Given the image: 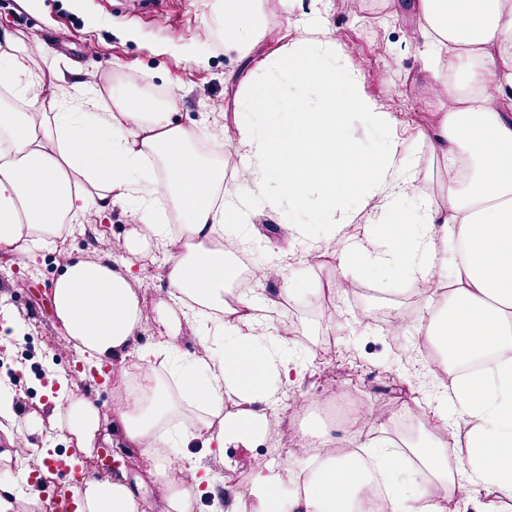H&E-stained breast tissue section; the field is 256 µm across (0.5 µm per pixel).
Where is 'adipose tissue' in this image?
I'll return each mask as SVG.
<instances>
[{"mask_svg":"<svg viewBox=\"0 0 512 512\" xmlns=\"http://www.w3.org/2000/svg\"><path fill=\"white\" fill-rule=\"evenodd\" d=\"M426 55L455 109L441 113L431 141L447 173L444 209L429 207L414 188V160L387 137L388 121L358 76L323 54L329 31L319 18L306 28L307 49H283L279 76L257 87L235 114L238 142L249 154L246 179L224 185V129H197L177 119L178 99L118 95L102 112H50L57 97L53 70H33L40 42L1 41L0 88L21 99V111L0 108V250L21 261L53 247L58 225L80 222L88 210L105 213L123 201L135 219L127 251L168 249L169 300L179 303L211 346L205 358L185 360L180 322L159 303L156 346L133 349L143 312L130 265L117 268L77 259L53 283L57 316L87 363L108 362L119 399L114 413L126 444L151 456L180 454L194 440L224 453L251 449L264 439L273 381H288L309 359L274 319L257 320L259 300L225 298L234 259L250 244L248 213L262 201L272 214L288 212V228L312 241L310 216L334 235L350 201L383 195L391 221L373 263L405 271L413 281L448 278L440 308L418 316L433 337L448 372L435 390L438 423L422 421L421 439L382 440L375 453L390 485L386 512H443L441 500L486 491L479 512H505L512 503V0H410ZM224 50L247 58L260 31L259 0H224ZM381 132L380 144L361 147L347 135L353 125ZM211 158L195 151L199 138ZM180 215L183 244L158 219V203ZM444 234L448 252H437ZM223 236V249L212 247ZM166 352L184 395L220 413L199 429L162 434L179 404L153 370ZM138 390H130L131 376ZM244 411L223 415L225 398ZM59 425L80 447H91L101 422L97 408L68 391L56 400ZM469 425L467 445L447 443L453 418ZM408 448L419 469L399 474L395 456ZM170 512H195L209 480L182 457L167 476ZM367 478L354 462L325 456L312 464L301 491L283 492L278 473L257 472L238 512H355ZM78 512H144L145 502L122 480H85L75 490Z\"/></svg>","mask_w":512,"mask_h":512,"instance_id":"ef3b65f1","label":"adipose tissue"}]
</instances>
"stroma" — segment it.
<instances>
[{
    "label": "stroma",
    "mask_w": 512,
    "mask_h": 512,
    "mask_svg": "<svg viewBox=\"0 0 512 512\" xmlns=\"http://www.w3.org/2000/svg\"><path fill=\"white\" fill-rule=\"evenodd\" d=\"M346 3L262 0L266 33L242 60L224 51V0H186L184 15L164 17L150 0H0V33L24 42L35 37L43 43L59 93L80 81L95 84L105 96L123 86L132 93L144 86L161 94L175 92L181 123L199 129L223 124L228 150L241 160L245 153L233 143L235 112L238 100L252 89L257 63L272 59L283 45L303 42L305 22L312 13H320L343 66L363 77L367 94L380 104L389 99L402 102V109L390 117L396 135L416 160L415 185L433 207H444L441 165L432 153L431 134L449 101L442 83L430 77L415 50L418 23L406 12H394L389 0H369L358 10ZM384 205L379 196L353 202L349 229L335 237V244L351 239L374 250L381 241ZM84 221L101 224L109 260L122 264L130 223L124 204L115 202L104 219L88 212ZM249 229L256 262L293 272L301 290L298 299H289L281 279L274 276L259 296L265 314L285 315L295 323L294 341L310 353L301 375L287 391L279 392L273 408L284 430L302 433L310 424L306 418H290L289 393L307 395L322 385H352L371 401L387 396L401 403L413 397L431 402L434 390L427 383L426 362L397 358L377 323L380 315L402 316L420 306L407 276L354 262L351 281L371 288V295L355 307L336 301L335 327L316 333L312 327L324 312L319 297L336 271L334 249L306 261L307 245L288 239L287 227L259 203ZM275 237L281 240L279 247L267 252L266 240ZM89 255L82 233H71L58 239L52 254H39L20 268L21 287H0V389L19 397L17 427L0 430V453L11 455L9 463H0V483H10L21 467H51V481L29 488L26 499L18 503L17 512H30L29 498H47L73 480L94 477L98 449L113 448L128 460L120 471L132 489L153 512H166L167 483L160 468L143 462L138 449L124 447L112 426L111 382L91 377L77 349L61 342L65 330L55 315L52 285L71 261ZM133 270L142 283L137 296L146 317L136 343L152 345L158 340L153 307L168 293L165 264L138 257ZM65 384L100 410L101 429L94 447H77L55 420L53 398ZM42 448L51 449V458H40Z\"/></svg>",
    "instance_id": "1"
}]
</instances>
